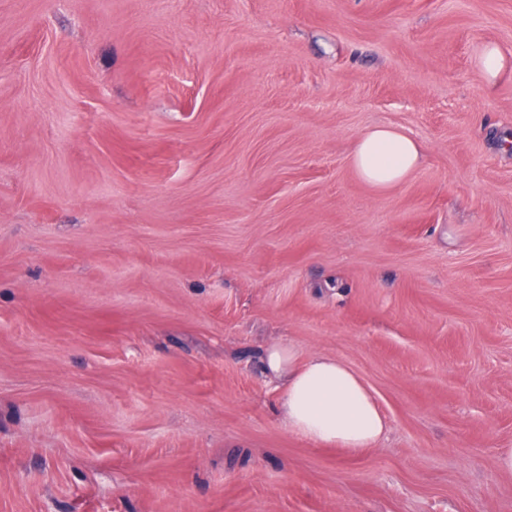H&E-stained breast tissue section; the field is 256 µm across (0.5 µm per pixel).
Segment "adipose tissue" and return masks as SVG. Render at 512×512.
<instances>
[{
    "mask_svg": "<svg viewBox=\"0 0 512 512\" xmlns=\"http://www.w3.org/2000/svg\"><path fill=\"white\" fill-rule=\"evenodd\" d=\"M420 143L398 129L379 124L356 139L351 166L374 188L385 190L407 179L422 163ZM261 368L281 390V418L289 431L314 443L354 451L376 446L387 421L361 377L333 356L300 357L281 342L261 356Z\"/></svg>",
    "mask_w": 512,
    "mask_h": 512,
    "instance_id": "1",
    "label": "adipose tissue"
}]
</instances>
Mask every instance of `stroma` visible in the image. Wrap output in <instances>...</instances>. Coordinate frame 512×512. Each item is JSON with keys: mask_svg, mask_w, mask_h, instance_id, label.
Instances as JSON below:
<instances>
[{"mask_svg": "<svg viewBox=\"0 0 512 512\" xmlns=\"http://www.w3.org/2000/svg\"><path fill=\"white\" fill-rule=\"evenodd\" d=\"M512 0H0V512H512ZM422 146L387 190L350 164ZM373 448L288 431L269 344ZM473 65L483 82L492 86L511 69V58L493 42L480 45L473 55ZM422 160L423 150L417 140L392 126L379 124L358 136L350 162L363 182L385 190L407 179ZM261 368L281 389V418L289 431L316 444L360 450L376 446L387 421L361 377L333 356L300 359L281 342L261 356Z\"/></svg>", "mask_w": 512, "mask_h": 512, "instance_id": "stroma-1", "label": "stroma"}]
</instances>
